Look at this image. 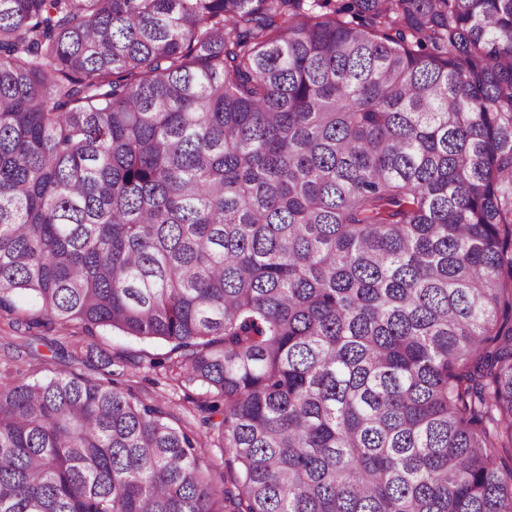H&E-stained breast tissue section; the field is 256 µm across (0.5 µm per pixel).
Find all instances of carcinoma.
Wrapping results in <instances>:
<instances>
[{"mask_svg":"<svg viewBox=\"0 0 512 512\" xmlns=\"http://www.w3.org/2000/svg\"><path fill=\"white\" fill-rule=\"evenodd\" d=\"M2 312L227 473L90 343L0 512H512V0H0ZM49 335L64 336V339L60 340L66 346L69 355L76 353L78 357H81L79 352L81 349L83 353H85L88 338L82 332L81 328L72 325L71 327L61 329L60 332H51ZM98 344L111 353L124 352L128 356L147 354L156 357V354L166 352V348L160 344L138 341L124 337L121 333L112 329H102L98 332ZM132 372L133 374L123 378V380H126V385L128 384L143 398L158 400L170 413L171 420L174 423L179 426H188L187 423H190L194 430L204 432V428L200 426L198 419H194L187 412L186 408L190 404L184 400V393L176 387L156 384L158 380L161 381L160 373H163L162 369L143 368L132 370Z\"/></svg>","mask_w":512,"mask_h":512,"instance_id":"1","label":"carcinoma"}]
</instances>
